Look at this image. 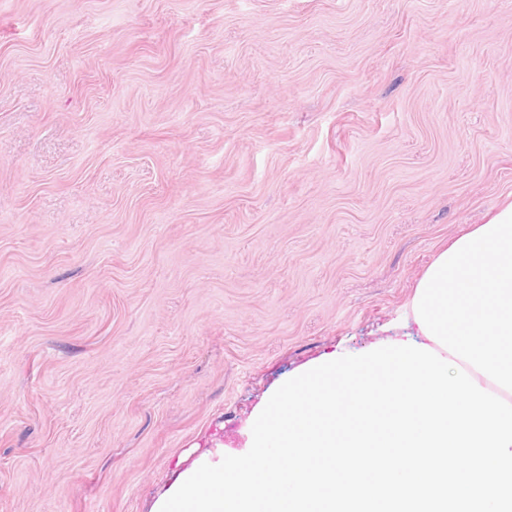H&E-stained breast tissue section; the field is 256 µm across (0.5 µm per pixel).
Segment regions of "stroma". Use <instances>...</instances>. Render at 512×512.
Instances as JSON below:
<instances>
[{"instance_id": "1", "label": "stroma", "mask_w": 512, "mask_h": 512, "mask_svg": "<svg viewBox=\"0 0 512 512\" xmlns=\"http://www.w3.org/2000/svg\"><path fill=\"white\" fill-rule=\"evenodd\" d=\"M512 202V0H0V512H153Z\"/></svg>"}]
</instances>
